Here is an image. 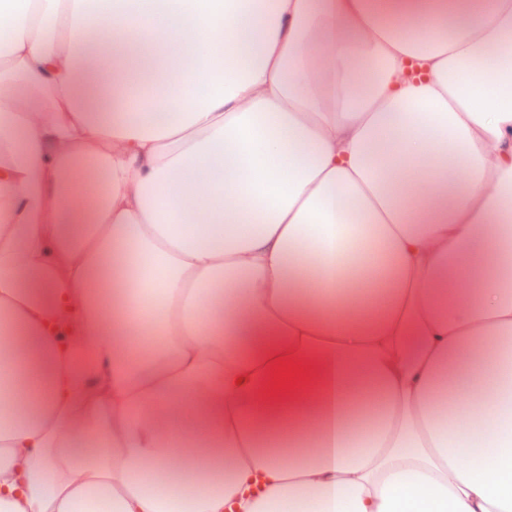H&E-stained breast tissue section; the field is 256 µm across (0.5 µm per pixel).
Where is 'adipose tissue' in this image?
<instances>
[{"instance_id": "1", "label": "adipose tissue", "mask_w": 512, "mask_h": 512, "mask_svg": "<svg viewBox=\"0 0 512 512\" xmlns=\"http://www.w3.org/2000/svg\"><path fill=\"white\" fill-rule=\"evenodd\" d=\"M0 43V512H512V0Z\"/></svg>"}]
</instances>
